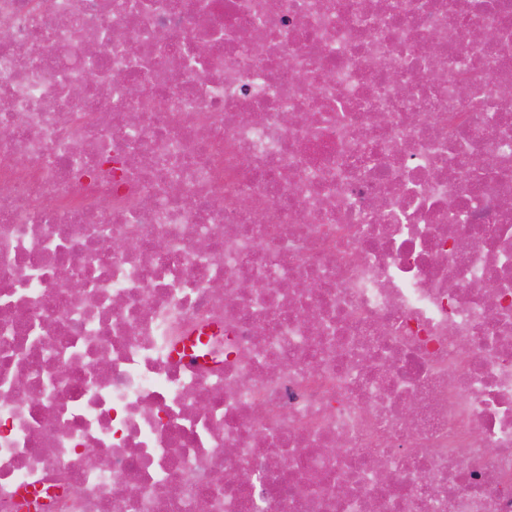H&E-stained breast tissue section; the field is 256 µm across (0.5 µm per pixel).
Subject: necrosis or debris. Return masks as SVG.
Wrapping results in <instances>:
<instances>
[{
  "label": "necrosis or debris",
  "mask_w": 512,
  "mask_h": 512,
  "mask_svg": "<svg viewBox=\"0 0 512 512\" xmlns=\"http://www.w3.org/2000/svg\"><path fill=\"white\" fill-rule=\"evenodd\" d=\"M0 128V512H512V0H0Z\"/></svg>",
  "instance_id": "obj_1"
}]
</instances>
